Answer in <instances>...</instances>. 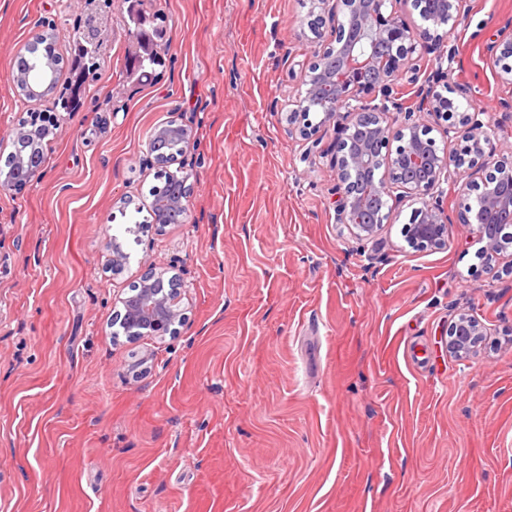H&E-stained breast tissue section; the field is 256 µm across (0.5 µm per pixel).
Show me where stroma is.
<instances>
[{"instance_id": "stroma-1", "label": "stroma", "mask_w": 512, "mask_h": 512, "mask_svg": "<svg viewBox=\"0 0 512 512\" xmlns=\"http://www.w3.org/2000/svg\"><path fill=\"white\" fill-rule=\"evenodd\" d=\"M466 5L446 83L470 87L461 109L507 155L512 86L472 34L512 21V0ZM146 8L172 46L133 84L121 0H0V154L30 114L54 125L38 173L0 189V512H512V274L458 224L412 248L410 201L374 242L337 223L336 127L311 113L310 142L286 121L325 46L310 0ZM93 11L108 36L77 110L21 95L14 61L40 36L66 91ZM170 121L193 131L173 163L188 216L107 277ZM148 262L184 280L187 319L162 341L114 336L115 298ZM462 312L487 328L463 358L448 351Z\"/></svg>"}]
</instances>
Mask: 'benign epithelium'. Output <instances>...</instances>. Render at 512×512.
I'll list each match as a JSON object with an SVG mask.
<instances>
[{
  "instance_id": "benign-epithelium-1",
  "label": "benign epithelium",
  "mask_w": 512,
  "mask_h": 512,
  "mask_svg": "<svg viewBox=\"0 0 512 512\" xmlns=\"http://www.w3.org/2000/svg\"><path fill=\"white\" fill-rule=\"evenodd\" d=\"M389 0H334L326 13L310 11L307 26L314 37L323 38V28L330 27L331 40L323 54L336 56V73L317 70L313 61L304 73L303 95L297 109L288 116L310 112L323 114L321 121L341 127V137L331 149V166L336 170V223L346 224L362 241L378 236L388 213L369 205L367 194L351 178L354 172L382 171L372 182V192L379 198L393 197L417 201L410 224L404 233L413 248L437 249L448 242L449 227L461 224L482 244L490 262L508 264L512 271V234L505 232L503 219L512 223V157H497L490 144L488 123L480 110L462 111L458 98L467 89L458 87L448 96L436 90L434 81L420 79L423 56L453 63L457 49L437 34L439 28H456L464 20L461 0H439V9L422 16L426 25L411 27L395 10H386ZM490 58H512V27L501 31L488 47ZM416 87L417 106L404 110L400 87ZM449 121L443 129L448 141L463 144L458 152L437 146L430 136L429 117ZM398 130H393L394 125ZM175 136L191 144L192 130L172 122L154 131V137ZM380 145L384 152L375 154ZM464 172L471 177L482 174L473 201L460 205L451 216L442 205V184ZM189 196L169 199L154 214L157 229L166 227L164 209L188 212ZM106 248L112 253L107 270L117 276L124 270L129 253L110 239ZM167 270L153 263L147 265L136 285V293L121 297L122 310L116 320L124 335L131 339H164L178 334L186 320L181 306L185 284ZM448 349L457 356L473 352L486 335L485 325L476 317L460 314L449 329Z\"/></svg>"
}]
</instances>
